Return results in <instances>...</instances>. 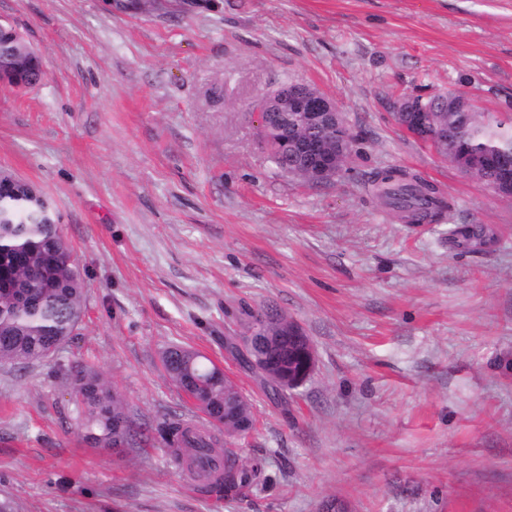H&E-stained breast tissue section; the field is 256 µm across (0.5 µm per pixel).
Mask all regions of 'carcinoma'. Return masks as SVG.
Segmentation results:
<instances>
[{
  "label": "carcinoma",
  "instance_id": "cac0c4a2",
  "mask_svg": "<svg viewBox=\"0 0 512 512\" xmlns=\"http://www.w3.org/2000/svg\"><path fill=\"white\" fill-rule=\"evenodd\" d=\"M41 76L40 61L12 27L0 30V81L22 79L26 85ZM457 90L416 99L431 112L434 137L408 128L417 139L438 146L435 135L448 137L446 157L462 173L475 178L499 196L509 195L506 172L489 163L512 156V114L441 112L439 100H450ZM276 167L307 182V158L298 150L270 153ZM0 366L42 361L68 342L83 315L84 280L59 220L43 195L30 183L0 175ZM378 201L409 223L442 218L449 203L436 186L416 175L387 168L373 175ZM448 241L457 247L481 250L493 234L481 225L448 229ZM164 370L175 387L195 402L207 426L167 419L158 433L174 462L205 474V492L234 499L261 477L263 464L241 461L233 448H221L224 432V393L238 394L224 372L201 353L180 345L168 347ZM69 385L79 415L82 439L92 448L131 447L142 435L128 413L123 396L93 369L75 364L61 372Z\"/></svg>",
  "mask_w": 512,
  "mask_h": 512
}]
</instances>
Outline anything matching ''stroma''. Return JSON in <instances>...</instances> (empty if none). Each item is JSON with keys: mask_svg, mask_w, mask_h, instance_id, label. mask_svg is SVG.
Returning a JSON list of instances; mask_svg holds the SVG:
<instances>
[{"mask_svg": "<svg viewBox=\"0 0 512 512\" xmlns=\"http://www.w3.org/2000/svg\"><path fill=\"white\" fill-rule=\"evenodd\" d=\"M41 58L0 83V171L50 201L84 278V315L42 362L0 367V498L15 512H512V199L395 121L405 96L462 91L512 112V0H0ZM294 81L354 139L336 176L281 173L248 104ZM436 185L442 221L406 224L369 176ZM452 224L495 232L448 243ZM296 323L315 368L283 400L226 348L254 313ZM199 351L248 398L230 439L264 465L225 500L156 432L193 419L168 380ZM124 396L144 441L89 447L59 368ZM448 241L455 247L481 250L487 241H494L493 234L481 225H461L448 229Z\"/></svg>", "mask_w": 512, "mask_h": 512, "instance_id": "stroma-1", "label": "stroma"}]
</instances>
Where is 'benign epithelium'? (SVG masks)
<instances>
[{"instance_id":"7a95c632","label":"benign epithelium","mask_w":512,"mask_h":512,"mask_svg":"<svg viewBox=\"0 0 512 512\" xmlns=\"http://www.w3.org/2000/svg\"><path fill=\"white\" fill-rule=\"evenodd\" d=\"M257 112L261 119V132L267 133V114L270 112H284V121L280 128L281 136L276 147L280 150L290 146L299 150L309 159V173L320 179L332 178L339 171L338 163L348 154L352 146V137L347 135L330 147L328 130L336 125V106L318 90L306 87L302 91H288L279 89L264 95ZM397 113L401 116L402 125H412L416 128H424L428 125L426 109L422 108L414 98L405 97L397 105ZM292 116L302 118L310 128V135L301 141L291 138L288 129V119ZM275 317L263 312L257 313L251 321L250 334L238 336L230 346V352L249 361L250 367L263 378L277 380V387L286 390L298 386L312 373L315 366V355L311 345H306L302 352V365L296 372H288V376L281 377L276 373L273 354L278 351L285 342H300L301 336H278L265 332L268 324ZM267 355L251 356L255 339L258 333Z\"/></svg>"}]
</instances>
